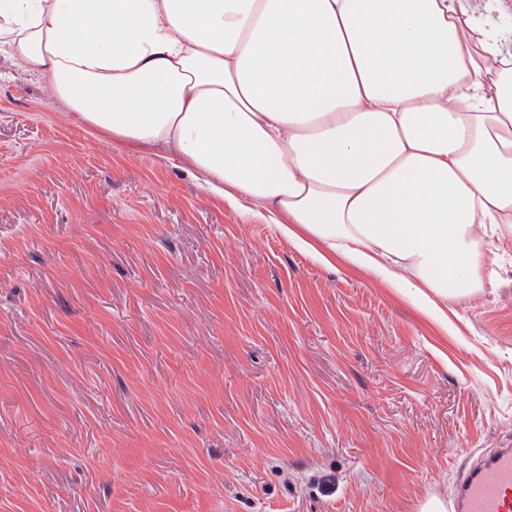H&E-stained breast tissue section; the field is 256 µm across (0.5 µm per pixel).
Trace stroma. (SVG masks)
Wrapping results in <instances>:
<instances>
[{
    "instance_id": "stroma-1",
    "label": "stroma",
    "mask_w": 512,
    "mask_h": 512,
    "mask_svg": "<svg viewBox=\"0 0 512 512\" xmlns=\"http://www.w3.org/2000/svg\"><path fill=\"white\" fill-rule=\"evenodd\" d=\"M441 331L0 56V512H418L512 447V255Z\"/></svg>"
}]
</instances>
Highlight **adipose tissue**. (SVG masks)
Here are the masks:
<instances>
[{"label":"adipose tissue","instance_id":"obj_1","mask_svg":"<svg viewBox=\"0 0 512 512\" xmlns=\"http://www.w3.org/2000/svg\"><path fill=\"white\" fill-rule=\"evenodd\" d=\"M0 55L447 326L512 223V22L467 0H0Z\"/></svg>","mask_w":512,"mask_h":512}]
</instances>
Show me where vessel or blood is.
<instances>
[{
  "label": "vessel or blood",
  "mask_w": 512,
  "mask_h": 512,
  "mask_svg": "<svg viewBox=\"0 0 512 512\" xmlns=\"http://www.w3.org/2000/svg\"><path fill=\"white\" fill-rule=\"evenodd\" d=\"M457 512H512V448H499L464 473L455 486Z\"/></svg>",
  "instance_id": "1"
}]
</instances>
